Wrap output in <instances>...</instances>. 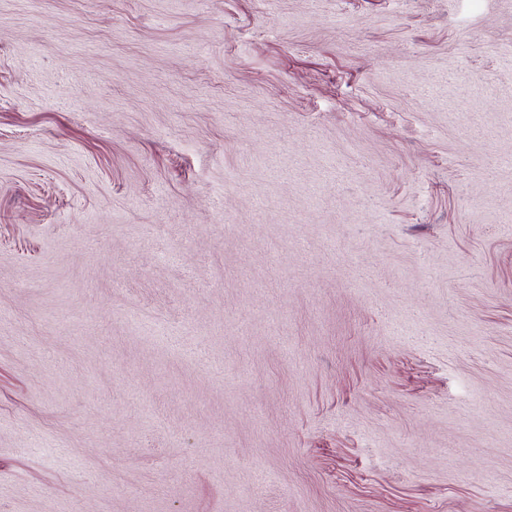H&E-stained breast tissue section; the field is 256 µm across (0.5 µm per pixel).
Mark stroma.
<instances>
[{
  "label": "stroma",
  "mask_w": 512,
  "mask_h": 512,
  "mask_svg": "<svg viewBox=\"0 0 512 512\" xmlns=\"http://www.w3.org/2000/svg\"><path fill=\"white\" fill-rule=\"evenodd\" d=\"M0 512H512V0H0Z\"/></svg>",
  "instance_id": "1"
}]
</instances>
